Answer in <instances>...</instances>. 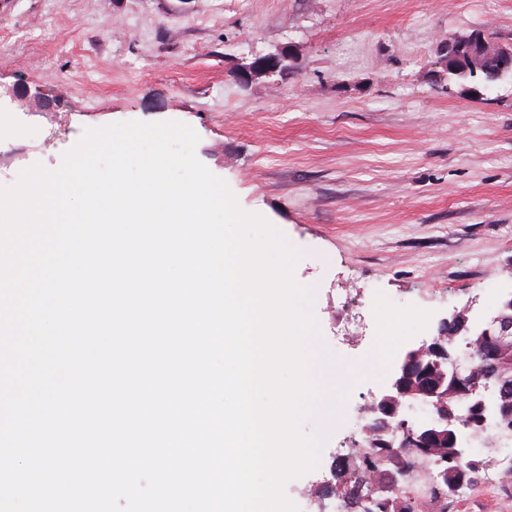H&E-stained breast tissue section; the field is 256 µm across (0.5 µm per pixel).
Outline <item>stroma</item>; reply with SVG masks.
<instances>
[{
  "instance_id": "obj_1",
  "label": "stroma",
  "mask_w": 512,
  "mask_h": 512,
  "mask_svg": "<svg viewBox=\"0 0 512 512\" xmlns=\"http://www.w3.org/2000/svg\"><path fill=\"white\" fill-rule=\"evenodd\" d=\"M472 32L512 46V0H0V110L43 130L0 180L58 168L87 128L191 126L240 208L303 252L333 362L319 385L343 394L313 418L326 467L390 376L348 381L347 363L397 356L456 310L492 318L512 287V81L466 93L436 65ZM282 47L294 69L241 82ZM38 90L52 107L35 117ZM353 297L373 317L356 344L338 330Z\"/></svg>"
}]
</instances>
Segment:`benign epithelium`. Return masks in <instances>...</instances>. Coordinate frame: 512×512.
<instances>
[{"label":"benign epithelium","instance_id":"1","mask_svg":"<svg viewBox=\"0 0 512 512\" xmlns=\"http://www.w3.org/2000/svg\"><path fill=\"white\" fill-rule=\"evenodd\" d=\"M443 53L447 54L444 66L450 76L458 74L460 62H465V70L473 76L484 71V63L489 58L498 61L499 67L494 76L498 80L506 72L512 71V49L496 43L492 38L479 34H454L443 42ZM297 57L291 49H281L262 60L248 65L242 73V80L249 82L255 78L276 70H289L295 67ZM452 327L462 333L467 347L482 361L495 365L505 354L512 353V290L501 296L500 311L490 321L469 316V310L454 311L437 321V335L419 342L410 343L396 363L391 376L379 395L373 397L369 413L375 423L382 425L380 430H369L372 442L377 448H437L439 442L448 437V428L452 427L448 416L437 412L439 400L443 396L442 385H432L425 393L426 413L413 415V404L401 403L399 397L407 394L406 377L417 366L429 369L458 371L470 365L466 352L448 356V350L436 342V336ZM480 410L475 421L479 427L476 432L461 431L460 442L467 446L472 440H485L489 451L497 452L496 437L503 436L510 427L504 426V415L500 398L495 390L486 388L478 401Z\"/></svg>","mask_w":512,"mask_h":512}]
</instances>
